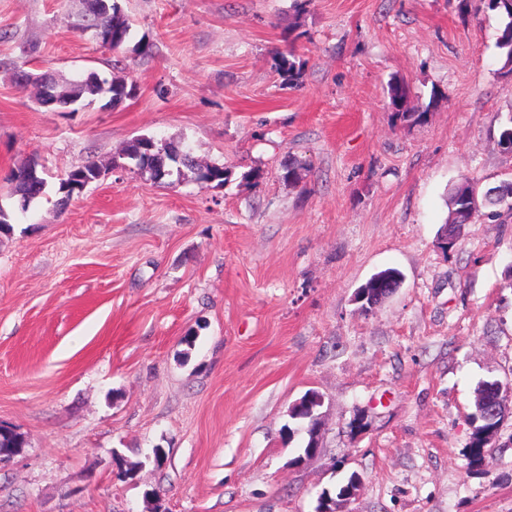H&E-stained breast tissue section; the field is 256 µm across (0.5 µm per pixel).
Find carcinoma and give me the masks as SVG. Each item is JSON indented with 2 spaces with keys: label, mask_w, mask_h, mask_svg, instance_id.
Listing matches in <instances>:
<instances>
[{
  "label": "carcinoma",
  "mask_w": 512,
  "mask_h": 512,
  "mask_svg": "<svg viewBox=\"0 0 512 512\" xmlns=\"http://www.w3.org/2000/svg\"><path fill=\"white\" fill-rule=\"evenodd\" d=\"M458 10L462 13L480 11H495L504 20L499 29L497 47L505 55L504 67L512 72V0H458ZM130 22L121 10L117 0H95V6L91 10L80 13L79 29L91 34L92 38L102 47H108L114 51L123 47L130 34ZM295 57L294 42H289L285 50L278 55L277 70L283 80L293 85L299 82L302 76L301 67L293 61ZM54 100L56 106L61 107L68 102L77 103L84 98L91 99L97 95L108 96L107 105L115 107L125 99L133 96L135 86L117 77L111 80H102L99 76L90 72L81 80L65 83L61 86L54 85ZM390 105L395 114V119L402 124H414L421 121L427 110H418L407 106L409 88L399 80L389 83L388 89ZM141 172L149 174L150 179L162 184L164 180L173 175L170 163H178L195 172L197 182L206 186L216 184L224 185L227 180L226 170L222 165H210L197 168L191 156L183 152L179 146L167 140H158L151 136H138L130 140L124 153ZM17 169L29 172V176L16 184L12 192L19 196L20 207L25 210L30 203L43 195L46 187V179L43 171L38 169V164L32 160L22 162ZM101 168L93 161H88L77 166L59 178V193H64L67 181L74 179L83 185H90L100 179ZM499 187L495 186L483 192L478 191L477 182L466 180L457 185L449 197V216L442 225V230L448 231V238L442 239L444 248H451L454 243L451 239L456 237V225L471 223L472 215L480 209L488 210L489 218L501 217V214H512V195L504 197L497 193ZM400 271L388 268L374 274L361 287V294H373L375 296L385 292V286L394 282L399 277ZM497 386V382H485L479 388L476 410L468 416L472 433L470 437L471 462L480 464L488 454L486 436L499 429L500 421L487 420L482 411L483 402L489 397ZM316 397L315 392L305 394L290 409V415L294 419L308 421L307 433H312V424L315 418L312 404ZM24 446V441L17 433L0 427V456L9 458Z\"/></svg>",
  "instance_id": "1"
}]
</instances>
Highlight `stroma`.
<instances>
[{"mask_svg": "<svg viewBox=\"0 0 512 512\" xmlns=\"http://www.w3.org/2000/svg\"><path fill=\"white\" fill-rule=\"evenodd\" d=\"M117 51L79 0H0V512H512V414L482 465L468 414L512 383V215L439 233L456 184L512 179L502 17L455 0H120ZM293 41L302 77L277 56ZM120 76L134 97L61 112L18 70ZM428 106L396 122L388 85ZM138 135L228 180L122 168ZM35 158L21 211L10 174ZM101 180L58 207V177ZM298 179L285 181L287 167ZM403 283L373 311L374 273ZM319 393L320 452L289 410ZM138 464L115 479L112 454ZM112 22V44L108 35ZM79 29L91 33L92 38L102 47L117 51L123 47L130 34V22L121 10L117 0H95L92 10L80 13ZM289 57L295 58V46L293 41H289L283 52L278 55L277 70L283 80L288 84H296L302 76L300 64L296 66V62L290 60ZM38 166L39 165L34 163V161L27 160L19 164L12 172V174H14L18 169L29 172V176L26 179H23L16 184H14V179L11 178V181L14 184L12 192L19 196L20 207L22 210H26L33 200L37 199L44 193L47 182L43 177V170H39ZM102 175L101 168L94 162L88 161L80 166H77L65 174H63L59 178V188L58 192L63 194L60 198V205H65V190L67 188V181L71 179H75L78 183L89 186L90 184L98 181ZM401 272L394 268H388L379 271L374 274L364 285L361 287V294L367 295L368 293L373 294L375 297L385 292V285L395 282V279L399 277Z\"/></svg>", "mask_w": 512, "mask_h": 512, "instance_id": "stroma-1", "label": "stroma"}]
</instances>
